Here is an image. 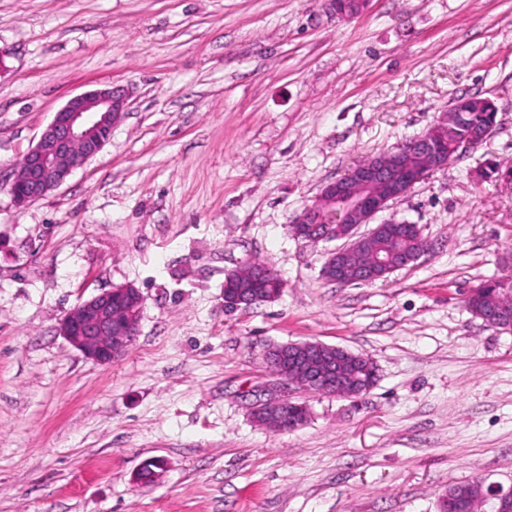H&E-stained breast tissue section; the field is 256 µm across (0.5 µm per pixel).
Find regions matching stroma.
Segmentation results:
<instances>
[{
  "instance_id": "1",
  "label": "stroma",
  "mask_w": 512,
  "mask_h": 512,
  "mask_svg": "<svg viewBox=\"0 0 512 512\" xmlns=\"http://www.w3.org/2000/svg\"><path fill=\"white\" fill-rule=\"evenodd\" d=\"M0 0V512H439L449 486L512 489V334L466 306L512 263V0ZM128 90L110 141L16 206L6 180L71 97ZM491 99L477 150L377 216L428 244L386 280L322 275L336 242L291 227L323 186ZM246 262L285 283L224 308ZM130 285L145 304L112 363L59 333ZM371 357L357 400L296 393L293 431L258 425L269 345ZM164 467L149 484L136 474ZM239 273V270H232L228 272L224 281V306L228 309H239V308H251L256 305H260L265 302H270L275 300L276 297L271 294V292L277 293L282 285L279 282H275L271 284L268 288V292L262 290H252V291H244L237 290L236 288H229V282L237 281L239 278H236V275Z\"/></svg>"
}]
</instances>
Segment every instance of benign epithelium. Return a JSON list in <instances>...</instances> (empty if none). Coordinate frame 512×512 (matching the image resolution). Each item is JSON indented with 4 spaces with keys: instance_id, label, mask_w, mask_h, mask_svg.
I'll return each mask as SVG.
<instances>
[{
    "instance_id": "7a95c632",
    "label": "benign epithelium",
    "mask_w": 512,
    "mask_h": 512,
    "mask_svg": "<svg viewBox=\"0 0 512 512\" xmlns=\"http://www.w3.org/2000/svg\"><path fill=\"white\" fill-rule=\"evenodd\" d=\"M370 0H356L339 6L335 17L352 21L368 8ZM126 105L124 90L116 87L96 88L71 97L43 131L37 144L13 168L9 176V192L14 203L26 206L58 189L77 168L95 157L107 144L112 125L117 123ZM493 133V127L473 133L454 144L455 154L464 156L480 146ZM425 158L422 168L411 169L406 159ZM448 165V154L435 149L432 133L404 141L395 150L368 159L348 174L326 184L318 198L303 208L295 220L293 233L306 240H342L344 245L333 250L325 262L324 276L339 284L374 283L387 279L394 272L416 262L426 251L417 226L404 223L413 233L417 249L396 263L387 256L375 255L371 264L352 269L347 263L352 255L373 242L389 229V223L376 224L365 233L359 228L372 222L377 213L406 195L417 183ZM330 226L328 233L316 237L318 225ZM238 270L225 277L224 306L228 309L251 308L275 299L262 290L244 291L229 287L237 281ZM144 308V296L136 288L120 286L105 290L78 303L60 324V334L84 357L107 364L118 357L137 336ZM478 316L501 331H512V306L485 310ZM265 359L278 364L288 361V368L276 373L279 380L302 390L315 386L332 390V394L354 399L368 392L373 384L351 379L345 364H359L377 377L374 361L362 353L342 346L318 341L276 344L265 351ZM292 403L275 393H264L251 404L254 414L273 419V427L282 428L279 414ZM493 501L495 512H512V492L481 484L473 485L466 496L448 500V512H479L480 503Z\"/></svg>"
}]
</instances>
